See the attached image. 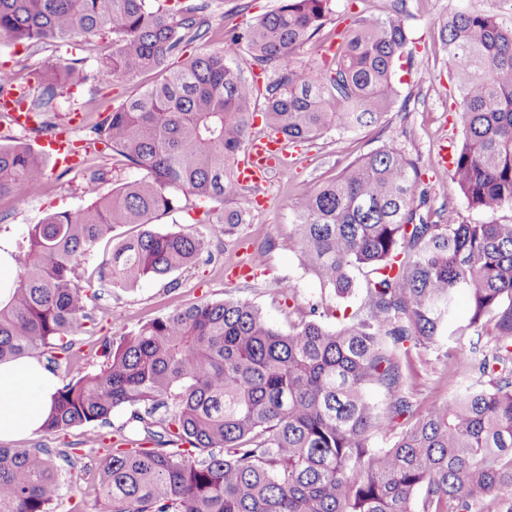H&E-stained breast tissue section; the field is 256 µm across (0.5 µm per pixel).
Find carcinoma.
<instances>
[{
  "label": "carcinoma",
  "instance_id": "obj_1",
  "mask_svg": "<svg viewBox=\"0 0 512 512\" xmlns=\"http://www.w3.org/2000/svg\"><path fill=\"white\" fill-rule=\"evenodd\" d=\"M332 0H280L224 36V49L167 65L197 26L181 0H0V34L18 43L112 36L97 70L157 80L91 124L116 163L141 176L110 193L94 171L90 203L50 212L9 238L16 275L1 282L0 362L50 355L78 362L75 338L98 322L84 263L101 287L132 288L195 265L208 242L159 232L161 216L203 209L232 236L247 222L235 168L258 107L246 70L269 73L262 113L287 141L378 124L398 97L408 46L404 2L385 17L351 16L334 62L297 54ZM459 96L462 138L452 179L467 207L512 205V28L496 14L455 11L440 23ZM43 99L94 74L52 58L32 73ZM48 182L42 154L0 142V197ZM417 163L394 140L293 199L298 247L321 294L277 328L247 300L204 301L153 318L94 349L99 369L63 377L44 431L90 428L112 447L96 466L97 512H512V221H432ZM144 227L132 239L118 228ZM355 298L336 327L331 301ZM464 299L469 316L457 317ZM486 342H481V339ZM448 341L447 376L470 384L423 408L408 393L410 350ZM488 382H483V378ZM379 389L381 408L369 398ZM130 411L115 427L112 412ZM389 440L381 448L372 438ZM83 456L0 447V512H54Z\"/></svg>",
  "mask_w": 512,
  "mask_h": 512
}]
</instances>
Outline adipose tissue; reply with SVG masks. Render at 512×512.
<instances>
[{
    "label": "adipose tissue",
    "mask_w": 512,
    "mask_h": 512,
    "mask_svg": "<svg viewBox=\"0 0 512 512\" xmlns=\"http://www.w3.org/2000/svg\"><path fill=\"white\" fill-rule=\"evenodd\" d=\"M60 380L34 357L0 362V440L40 431L53 408Z\"/></svg>",
    "instance_id": "obj_1"
}]
</instances>
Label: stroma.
Listing matches in <instances>:
<instances>
[{"label":"stroma","mask_w":512,"mask_h":512,"mask_svg":"<svg viewBox=\"0 0 512 512\" xmlns=\"http://www.w3.org/2000/svg\"><path fill=\"white\" fill-rule=\"evenodd\" d=\"M278 3L279 0H206L205 9L198 14L205 35L188 45V54H195L202 48L222 49L226 30L254 22ZM393 6V0H333L332 11L320 33L300 50V62L305 65L322 62L326 46L335 41L337 30L344 27L346 12L380 16ZM406 9L410 54L396 65L395 81L400 96L381 122L345 140L329 132L312 142L286 144L285 167L275 171L262 188L270 199L269 207L263 211L252 210L253 192L249 189L237 200V207L247 211L248 221L238 228L234 238L246 240L251 247L262 248L263 266L252 270L245 278L228 281V270L242 261L241 254L230 244L234 238L224 237L222 232L201 223V212L197 209L161 218L155 224L156 230L184 228L205 236L209 242L208 255L202 256L193 268L176 273V286H169L164 278H150L132 289L105 291L95 303L99 322L95 333L75 339L77 348L86 352L87 358L74 366V373L84 374L96 369L97 363L90 358L89 351L98 337L120 340L151 318L203 301L231 297L247 300L259 306L278 328L287 329L293 320L292 309L303 307L320 294L319 282L304 269L297 251V229L291 222L289 210L291 201L311 191L317 183L336 176L349 162L384 141H397L417 161L428 189L425 213L432 215L447 207L454 220L472 224L486 221V214L466 207L449 171L433 165L440 145L449 144L460 132L457 94L448 80L450 64L440 43L438 21L453 10L490 11L510 27L512 0H406ZM99 52L98 43L83 39L66 46L53 42L32 46L0 36V67L15 70L24 77L45 59L58 55L80 60L84 67L92 68ZM152 80L149 74L127 81L98 75L94 81L65 89L53 100L45 117L50 120L58 113H74V120L67 123L66 128L73 139L84 140L86 130L82 114L89 112L94 120H102L113 106L136 95ZM45 162L54 176L45 190L30 193L21 200L0 199V225L7 227L10 233L21 232L26 225L38 223L48 210H74L85 206L88 199L82 186L88 170L103 173L102 189L106 192L139 175L136 169L119 168L111 152L100 148L88 150L80 164L65 175L61 174L53 156H46ZM286 281L294 285L295 298L281 294L280 286ZM447 350V345L443 344L429 350L410 351L407 364L412 376L411 392L418 404L442 402L453 392V385L441 377ZM104 454V449L98 448L85 456L87 472L73 474L65 491L67 499L60 502L56 512H67L72 500L82 502L84 512H94L96 491L91 468Z\"/></svg>","instance_id":"obj_1"}]
</instances>
